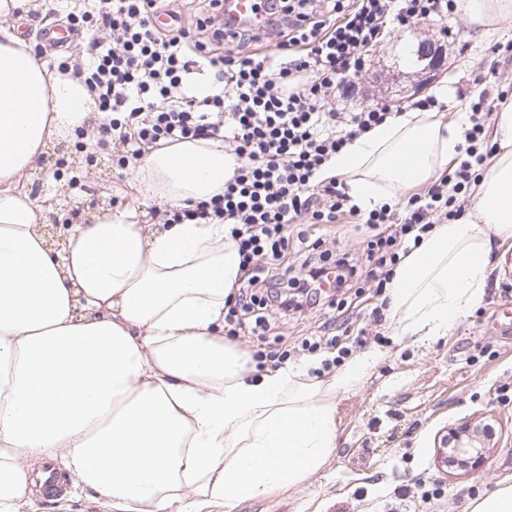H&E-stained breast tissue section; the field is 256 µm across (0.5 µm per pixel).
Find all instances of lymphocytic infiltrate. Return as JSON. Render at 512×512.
<instances>
[{"label": "lymphocytic infiltrate", "instance_id": "f902f5d3", "mask_svg": "<svg viewBox=\"0 0 512 512\" xmlns=\"http://www.w3.org/2000/svg\"><path fill=\"white\" fill-rule=\"evenodd\" d=\"M197 11L187 25L162 33L153 25L168 0H72L66 17L84 40L74 72L104 117L90 147L137 161L145 147L184 139L223 141L238 165L224 191L180 209H152L163 224L220 219L231 224L242 276L225 317L239 329L266 326L272 316H303L335 298L319 283L334 275L337 290L384 294L395 267L435 225L462 216L458 203L475 185L488 155L484 123L494 107L487 93L472 102L465 157L448 177L412 194L402 221L381 206L362 212L343 182L321 170L348 142L389 118L387 104L358 112L330 108L331 94L359 76L366 54L392 26L440 20L454 0H266L263 31L225 36L222 0H186ZM275 39L276 49L262 51ZM212 69L216 91L203 95L186 77ZM353 220L367 233L362 256L320 249L299 224ZM299 264L290 266L289 239Z\"/></svg>", "mask_w": 512, "mask_h": 512}]
</instances>
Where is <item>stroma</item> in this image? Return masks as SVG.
Segmentation results:
<instances>
[{
  "label": "stroma",
  "instance_id": "stroma-1",
  "mask_svg": "<svg viewBox=\"0 0 512 512\" xmlns=\"http://www.w3.org/2000/svg\"><path fill=\"white\" fill-rule=\"evenodd\" d=\"M453 34L444 41L446 69L434 76L427 92L442 97L443 112L455 120L458 110L476 100L481 89L512 87V54L501 47L512 41V19L483 31L471 30L462 10L450 15ZM439 22L397 26L370 51L353 90L335 95L331 105L357 112L374 103H393L398 87L388 68L403 47L439 33ZM82 133L50 142L36 169L23 180L32 195L48 201V224L65 230L82 223L103 206L118 207L136 195L134 166H119L110 152L88 153ZM298 232L319 237L325 248L362 255L363 232L347 223L301 224ZM512 240L494 245L492 271L479 307L449 330L422 345L396 340L390 321L368 314L378 298L366 288L349 298L337 319L364 329L363 347L378 346L384 358L355 391L336 399L337 448L325 466L296 487L241 502L234 512H469L471 500L502 480L512 481V275H506ZM323 313L302 321L273 322L232 341L251 359L255 375L269 369L272 351H288V364L326 377L320 359L300 352L303 338L316 336ZM494 419L495 434L484 464L473 471L444 473L438 467L437 439L464 421ZM422 484L426 500L411 497ZM20 512H110L91 488L67 483L61 497H34Z\"/></svg>",
  "mask_w": 512,
  "mask_h": 512
}]
</instances>
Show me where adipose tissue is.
Returning <instances> with one entry per match:
<instances>
[{
  "instance_id": "1",
  "label": "adipose tissue",
  "mask_w": 512,
  "mask_h": 512,
  "mask_svg": "<svg viewBox=\"0 0 512 512\" xmlns=\"http://www.w3.org/2000/svg\"><path fill=\"white\" fill-rule=\"evenodd\" d=\"M0 0V512L42 487L40 462L64 458L112 512H233L303 484L337 447L336 396L384 353L368 348L328 379L299 369L253 377L224 339L241 275L230 227L155 224L222 193L237 161L217 140L147 149L137 200L100 209L47 245L43 208L22 184L47 141L98 118L72 75L48 70ZM467 115L406 110L350 141L324 169L365 209L437 179L458 154ZM496 150L465 218L436 225L398 264L388 290L398 340L447 335L485 293L495 240H512V102L489 130Z\"/></svg>"
}]
</instances>
